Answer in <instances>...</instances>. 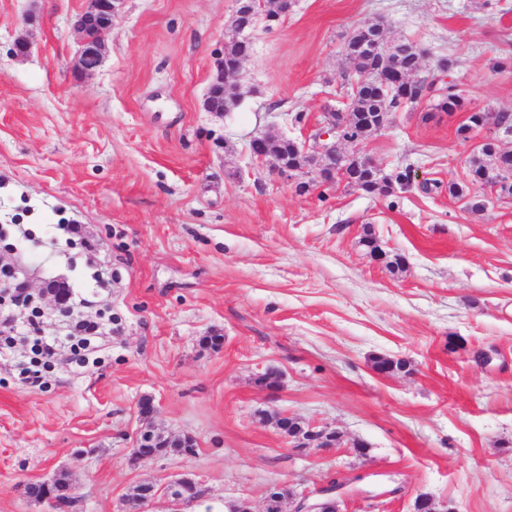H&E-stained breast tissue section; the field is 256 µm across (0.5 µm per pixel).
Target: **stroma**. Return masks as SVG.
<instances>
[{"label":"stroma","mask_w":512,"mask_h":512,"mask_svg":"<svg viewBox=\"0 0 512 512\" xmlns=\"http://www.w3.org/2000/svg\"><path fill=\"white\" fill-rule=\"evenodd\" d=\"M84 6L0 0V253L31 295L17 316L62 335L40 294L57 281L112 321L94 361H57L45 387L25 380L30 342L0 360V512H172L133 490L184 474L204 495L181 512H262L272 485L299 494L332 479L340 512H413L421 494L512 512V196L473 184L483 134L456 133L469 111L512 114V65L494 66L512 58V0H294L254 28L242 98L224 114L204 99L235 0H124L90 74L75 68ZM371 23L415 44L423 74L449 61L467 108L428 99L362 142L383 174L410 168L407 191L297 192L250 141L315 152L324 112L347 103L343 44ZM21 37L31 50L13 55ZM58 224L85 235L47 251ZM367 229L380 256L359 244ZM88 241L109 283L95 281ZM378 356L408 369L379 374ZM144 398L160 431L195 439L193 455L130 463ZM274 413L341 443L294 448ZM60 474L76 489L61 510L26 495Z\"/></svg>","instance_id":"1"}]
</instances>
